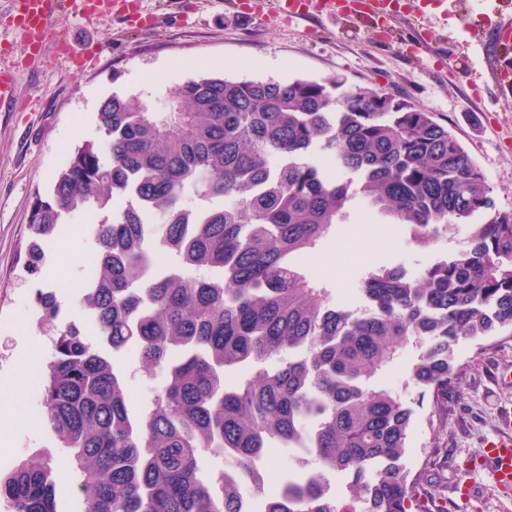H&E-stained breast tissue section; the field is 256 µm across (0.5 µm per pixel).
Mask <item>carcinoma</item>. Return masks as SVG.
I'll use <instances>...</instances> for the list:
<instances>
[{"label":"carcinoma","instance_id":"carcinoma-1","mask_svg":"<svg viewBox=\"0 0 512 512\" xmlns=\"http://www.w3.org/2000/svg\"><path fill=\"white\" fill-rule=\"evenodd\" d=\"M140 95L100 105L101 140L77 147L32 206L39 236L76 213L96 224L97 273L81 298L101 347L74 321L57 329L41 374L43 416L80 472L83 512H240L273 444L317 464L255 500V512H432L429 467L402 464L414 409L370 379L404 352L429 396V447L461 384V339L512 336V211L432 113L342 77L186 80L154 112ZM192 194L202 203L184 204ZM125 200L116 210L113 199ZM408 229L420 251L477 213L468 245L410 274H357L361 314L333 302L299 258L325 246L354 200ZM52 322L60 305L39 291ZM150 376L129 410L109 351ZM211 456L238 480L206 467ZM350 477L347 501L325 473ZM58 474L41 452L0 474L7 512H58Z\"/></svg>","mask_w":512,"mask_h":512}]
</instances>
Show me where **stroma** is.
Wrapping results in <instances>:
<instances>
[{"mask_svg":"<svg viewBox=\"0 0 512 512\" xmlns=\"http://www.w3.org/2000/svg\"><path fill=\"white\" fill-rule=\"evenodd\" d=\"M136 2L146 27L129 25L113 13L92 22L60 15L56 27L74 59L52 46L26 66L22 37L9 21L10 0H0V68L12 71L19 93L14 109L0 112V393L8 389L20 341L49 344L56 334V325L40 319L37 291H54L61 308L57 324L83 319L66 297L95 270L90 229L98 214L91 210L70 219L82 233L65 244L73 265L67 282L57 286L26 270L30 216L36 197L48 195L74 149L99 139L96 115L112 93H144L161 106L201 72L234 80L340 75L348 85L382 90L433 113L484 172L496 210H512V101L500 99L489 67L457 64L466 42L489 38V30L472 23L489 0H456L444 13L426 9L392 20L385 40L375 27L326 12L285 19L277 15L275 0H265L262 14L253 18L242 16L230 0H192L186 10L178 0ZM467 238L468 226L460 224L444 235L436 252L422 253L389 218L356 208L348 223L337 225L333 246L302 257L300 264L309 278L331 289L336 303L356 310L363 303L354 278L336 276L344 260L356 259L363 268L390 264L411 271L454 254ZM457 353L465 377L461 388L448 393L441 446L428 449V408L417 407L404 463L414 471L430 465L427 489L444 512H503L498 491L478 462L484 439L500 430L494 372L512 366V337L465 340ZM17 398L21 409L12 424V450L0 456V471L31 452H43L56 470L67 473L56 488L59 512H80L79 473L41 417L37 380ZM463 482L476 487L466 505L456 494Z\"/></svg>","mask_w":512,"mask_h":512,"instance_id":"1","label":"stroma"}]
</instances>
